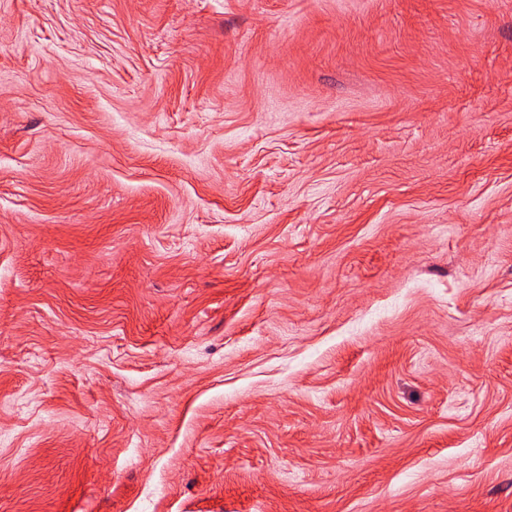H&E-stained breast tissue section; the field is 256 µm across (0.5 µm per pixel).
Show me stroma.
I'll return each mask as SVG.
<instances>
[{
	"mask_svg": "<svg viewBox=\"0 0 512 512\" xmlns=\"http://www.w3.org/2000/svg\"><path fill=\"white\" fill-rule=\"evenodd\" d=\"M0 512H512V0H0Z\"/></svg>",
	"mask_w": 512,
	"mask_h": 512,
	"instance_id": "obj_1",
	"label": "stroma"
}]
</instances>
